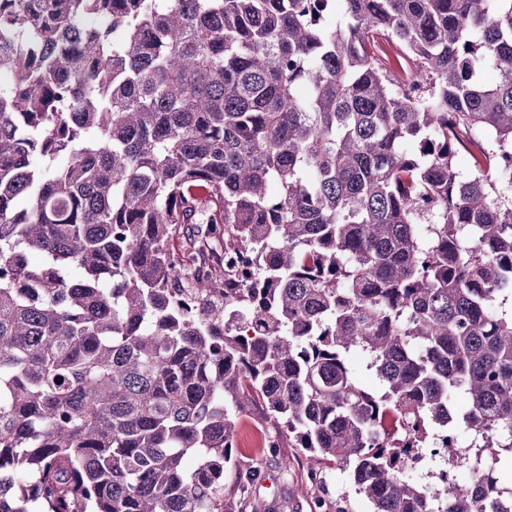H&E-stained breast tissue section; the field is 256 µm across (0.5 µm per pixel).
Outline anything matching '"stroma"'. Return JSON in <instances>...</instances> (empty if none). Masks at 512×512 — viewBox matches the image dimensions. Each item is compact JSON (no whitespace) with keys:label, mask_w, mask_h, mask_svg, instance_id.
Wrapping results in <instances>:
<instances>
[{"label":"stroma","mask_w":512,"mask_h":512,"mask_svg":"<svg viewBox=\"0 0 512 512\" xmlns=\"http://www.w3.org/2000/svg\"><path fill=\"white\" fill-rule=\"evenodd\" d=\"M232 454L235 466L224 474V507L239 512L236 476L261 470L266 484L253 496L262 512H370V503L356 493L347 471L338 465L312 469L305 451L293 446L287 431L253 401L238 414Z\"/></svg>","instance_id":"1"}]
</instances>
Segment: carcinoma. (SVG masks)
<instances>
[{
	"mask_svg": "<svg viewBox=\"0 0 512 512\" xmlns=\"http://www.w3.org/2000/svg\"><path fill=\"white\" fill-rule=\"evenodd\" d=\"M1 75L0 512H224L254 399L372 512H512L400 473L512 466V0H0ZM433 440L431 438L425 444V448L428 449L426 452V456L420 452L419 450H415L412 455L409 457L408 466L404 470V474L410 475L413 471H415L420 464L425 459V464L422 469L418 470L411 474V478L413 481L419 482L421 484H427L431 486H436L438 483V479L436 477V473L444 466V457L442 453L439 457L434 461L429 459L430 451L433 448ZM448 443V457L456 460L457 464L453 465V467L449 468L448 470H442L441 472L439 479L445 489L449 486H455L460 483L461 473L457 468H464L468 474V481L471 482L475 481L479 475H484L472 468L470 465L460 464V461L469 456L470 451L474 449L471 448V445L467 448H462V446H460L458 443L457 438H450Z\"/></svg>",
	"mask_w": 512,
	"mask_h": 512,
	"instance_id": "carcinoma-1",
	"label": "carcinoma"
}]
</instances>
